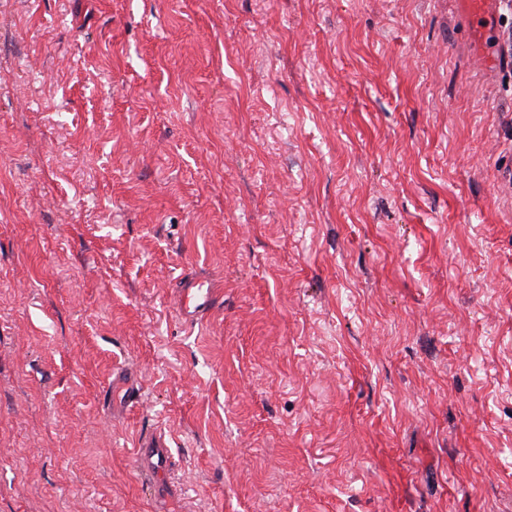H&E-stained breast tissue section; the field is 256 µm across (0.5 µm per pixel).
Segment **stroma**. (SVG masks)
Returning <instances> with one entry per match:
<instances>
[{"label": "stroma", "mask_w": 512, "mask_h": 512, "mask_svg": "<svg viewBox=\"0 0 512 512\" xmlns=\"http://www.w3.org/2000/svg\"><path fill=\"white\" fill-rule=\"evenodd\" d=\"M501 31L455 0H0V512H151L157 426L170 512H512ZM191 272L224 283L193 327ZM223 288L224 284L212 277L182 276L174 289L177 316L185 324L203 322L220 302ZM134 465L139 482L151 491L170 477L175 460L170 439L161 428H154L139 435L135 445Z\"/></svg>", "instance_id": "stroma-1"}]
</instances>
